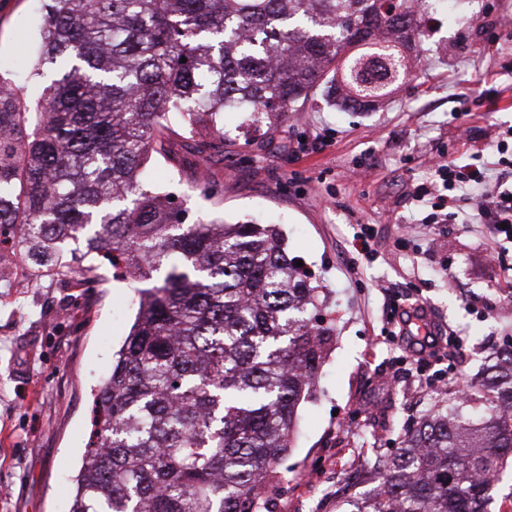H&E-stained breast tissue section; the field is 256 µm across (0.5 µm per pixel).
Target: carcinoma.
I'll return each instance as SVG.
<instances>
[{"label": "carcinoma", "instance_id": "cac0c4a2", "mask_svg": "<svg viewBox=\"0 0 512 512\" xmlns=\"http://www.w3.org/2000/svg\"><path fill=\"white\" fill-rule=\"evenodd\" d=\"M37 110L0 71V250L138 292L93 396L70 512H262L334 339L326 293L275 224L185 223L142 178L176 134L224 147V112L272 135L321 84L366 110L412 75L411 0H43ZM186 62H181V58ZM339 512H489L512 462V344L448 388Z\"/></svg>", "mask_w": 512, "mask_h": 512}]
</instances>
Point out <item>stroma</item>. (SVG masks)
Here are the masks:
<instances>
[{
  "mask_svg": "<svg viewBox=\"0 0 512 512\" xmlns=\"http://www.w3.org/2000/svg\"><path fill=\"white\" fill-rule=\"evenodd\" d=\"M41 0H0V61L36 42ZM422 17L413 75L368 111L327 107L322 92L289 113L273 145L228 141L215 155L214 192L186 189L196 156L180 143L151 165L148 180L174 192L189 217L219 214L280 227L288 255L325 288L322 312L335 328L316 398L303 403L300 427L277 467L268 512H336L367 489L376 458L399 446L404 428L434 404L399 335L392 304L426 306L452 344L435 369L472 380L486 357L512 344V297L501 287L485 225L428 224L413 199L430 184L433 159L497 167L499 140L512 133V0H457ZM372 225L375 253L348 274L343 255L361 226ZM494 248L496 263L485 257ZM91 288L34 277L16 261L20 288H0V512H65L60 497L87 446L92 391L134 321L137 296L96 263Z\"/></svg>",
  "mask_w": 512,
  "mask_h": 512,
  "instance_id": "35a3bbf8",
  "label": "stroma"
}]
</instances>
